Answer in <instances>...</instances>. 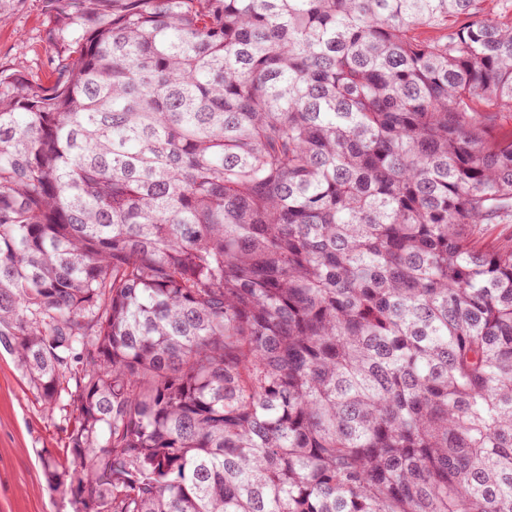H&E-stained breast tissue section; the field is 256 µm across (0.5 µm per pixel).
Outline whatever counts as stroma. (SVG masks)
I'll return each mask as SVG.
<instances>
[{
  "label": "stroma",
  "instance_id": "1",
  "mask_svg": "<svg viewBox=\"0 0 512 512\" xmlns=\"http://www.w3.org/2000/svg\"><path fill=\"white\" fill-rule=\"evenodd\" d=\"M55 0H14L0 26V70L48 84L56 55L48 39ZM65 445L60 414L29 388L13 357L0 349V512H73L69 496L50 488L40 457Z\"/></svg>",
  "mask_w": 512,
  "mask_h": 512
}]
</instances>
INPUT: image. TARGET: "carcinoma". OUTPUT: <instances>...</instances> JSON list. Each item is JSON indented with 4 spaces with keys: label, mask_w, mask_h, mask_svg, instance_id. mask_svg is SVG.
Instances as JSON below:
<instances>
[{
    "label": "carcinoma",
    "mask_w": 512,
    "mask_h": 512,
    "mask_svg": "<svg viewBox=\"0 0 512 512\" xmlns=\"http://www.w3.org/2000/svg\"><path fill=\"white\" fill-rule=\"evenodd\" d=\"M67 0L0 71V347L74 512H512V0Z\"/></svg>",
    "instance_id": "obj_1"
}]
</instances>
